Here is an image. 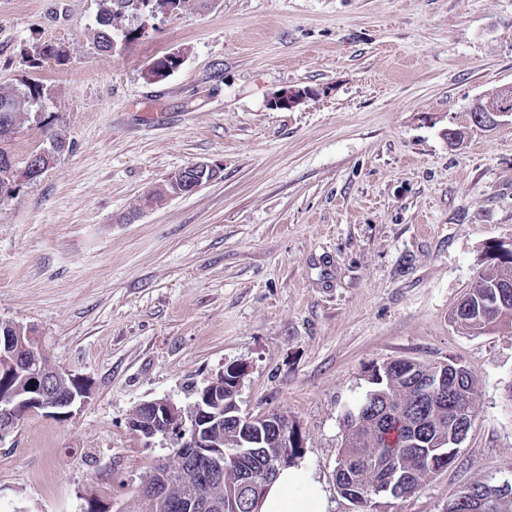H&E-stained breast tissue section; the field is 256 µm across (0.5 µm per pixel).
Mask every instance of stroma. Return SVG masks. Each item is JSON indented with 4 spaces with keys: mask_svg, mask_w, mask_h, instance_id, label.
<instances>
[{
    "mask_svg": "<svg viewBox=\"0 0 512 512\" xmlns=\"http://www.w3.org/2000/svg\"><path fill=\"white\" fill-rule=\"evenodd\" d=\"M101 0H0V89H44L9 137L16 168L65 143L0 200V322L32 327L84 404L36 411L0 441V512H139L172 446L129 427L231 365L242 412L287 417L327 512L344 416L395 359L455 360L479 383L456 460L369 512H446L466 485L512 480V330L449 314L512 242V124L470 111L512 85V0H189L96 44ZM54 44L63 59H43ZM182 52L167 78L148 64ZM286 87L314 97L270 107ZM465 139L453 147L449 130ZM212 182L146 209L167 175Z\"/></svg>",
    "mask_w": 512,
    "mask_h": 512,
    "instance_id": "1",
    "label": "stroma"
}]
</instances>
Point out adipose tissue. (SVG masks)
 Listing matches in <instances>:
<instances>
[{
  "mask_svg": "<svg viewBox=\"0 0 512 512\" xmlns=\"http://www.w3.org/2000/svg\"><path fill=\"white\" fill-rule=\"evenodd\" d=\"M259 512H327L326 493L310 472L288 468L268 487Z\"/></svg>",
  "mask_w": 512,
  "mask_h": 512,
  "instance_id": "obj_1",
  "label": "adipose tissue"
}]
</instances>
